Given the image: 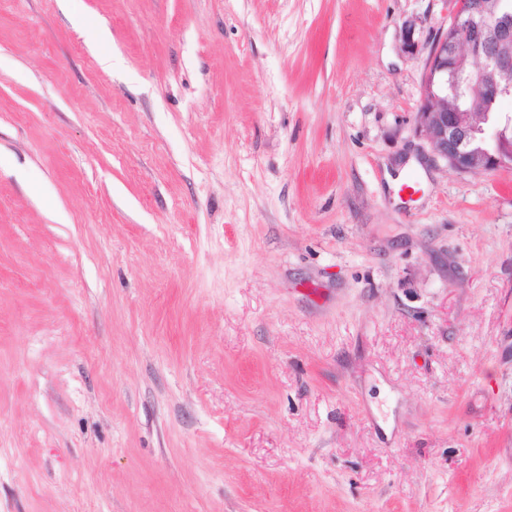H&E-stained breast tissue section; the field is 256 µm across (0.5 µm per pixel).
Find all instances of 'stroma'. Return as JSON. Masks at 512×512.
<instances>
[{
  "label": "stroma",
  "instance_id": "35a3bbf8",
  "mask_svg": "<svg viewBox=\"0 0 512 512\" xmlns=\"http://www.w3.org/2000/svg\"><path fill=\"white\" fill-rule=\"evenodd\" d=\"M457 3L0 0V512H512V168L416 123Z\"/></svg>",
  "mask_w": 512,
  "mask_h": 512
}]
</instances>
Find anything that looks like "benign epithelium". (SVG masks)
Returning <instances> with one entry per match:
<instances>
[{"instance_id":"7a95c632","label":"benign epithelium","mask_w":512,"mask_h":512,"mask_svg":"<svg viewBox=\"0 0 512 512\" xmlns=\"http://www.w3.org/2000/svg\"><path fill=\"white\" fill-rule=\"evenodd\" d=\"M512 43V10H497L487 0H458L447 30L433 43L425 62L422 102L417 116L430 158L456 170L481 174L512 164V118L485 113L481 121L461 109L436 102L448 99V62L472 68L475 89L494 100L512 89V55L500 52Z\"/></svg>"}]
</instances>
